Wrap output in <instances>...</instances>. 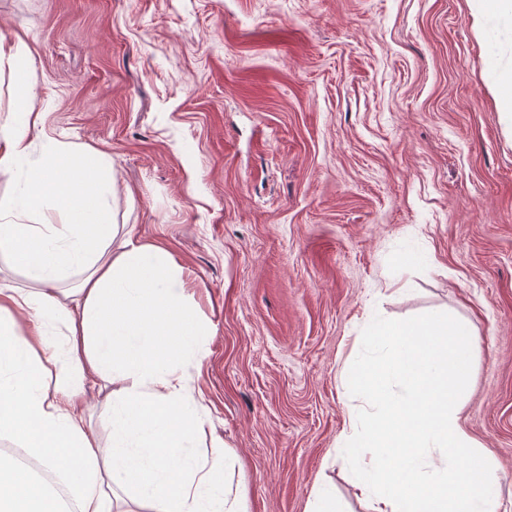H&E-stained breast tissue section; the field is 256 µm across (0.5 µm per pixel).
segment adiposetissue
Returning a JSON list of instances; mask_svg holds the SVG:
<instances>
[{"label":"adipose tissue","mask_w":512,"mask_h":512,"mask_svg":"<svg viewBox=\"0 0 512 512\" xmlns=\"http://www.w3.org/2000/svg\"><path fill=\"white\" fill-rule=\"evenodd\" d=\"M109 181L52 152L0 200V253L30 282L0 284V512H243L226 455L200 448L207 411L184 374L211 328L172 254L113 222Z\"/></svg>","instance_id":"obj_1"}]
</instances>
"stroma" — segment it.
I'll return each mask as SVG.
<instances>
[{"instance_id": "obj_1", "label": "stroma", "mask_w": 512, "mask_h": 512, "mask_svg": "<svg viewBox=\"0 0 512 512\" xmlns=\"http://www.w3.org/2000/svg\"><path fill=\"white\" fill-rule=\"evenodd\" d=\"M0 136L100 155L116 223L213 327L186 370L245 512L346 480L343 375L372 313L459 318L462 418L512 512V29L468 0H0ZM28 72L22 98L17 75ZM412 249L415 260L403 257Z\"/></svg>"}]
</instances>
